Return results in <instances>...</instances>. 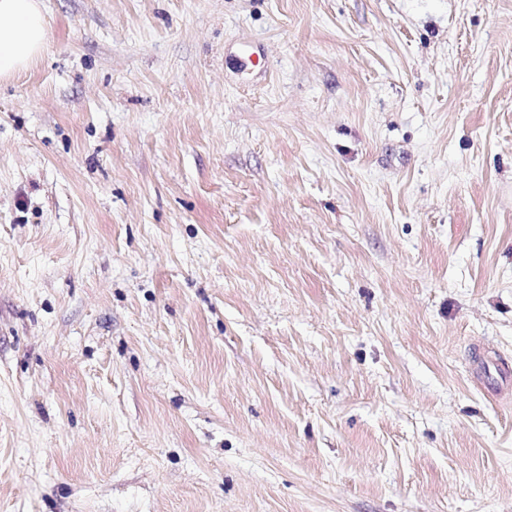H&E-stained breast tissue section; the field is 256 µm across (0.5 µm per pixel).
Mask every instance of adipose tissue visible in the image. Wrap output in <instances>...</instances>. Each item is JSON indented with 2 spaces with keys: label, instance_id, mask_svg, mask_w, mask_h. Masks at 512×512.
I'll return each instance as SVG.
<instances>
[{
  "label": "adipose tissue",
  "instance_id": "1",
  "mask_svg": "<svg viewBox=\"0 0 512 512\" xmlns=\"http://www.w3.org/2000/svg\"><path fill=\"white\" fill-rule=\"evenodd\" d=\"M48 33L42 0H0V79L16 75L39 58Z\"/></svg>",
  "mask_w": 512,
  "mask_h": 512
}]
</instances>
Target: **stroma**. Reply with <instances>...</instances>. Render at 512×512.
I'll list each match as a JSON object with an SVG mask.
<instances>
[{
  "label": "stroma",
  "instance_id": "obj_1",
  "mask_svg": "<svg viewBox=\"0 0 512 512\" xmlns=\"http://www.w3.org/2000/svg\"><path fill=\"white\" fill-rule=\"evenodd\" d=\"M44 5L0 512H512V0Z\"/></svg>",
  "mask_w": 512,
  "mask_h": 512
}]
</instances>
